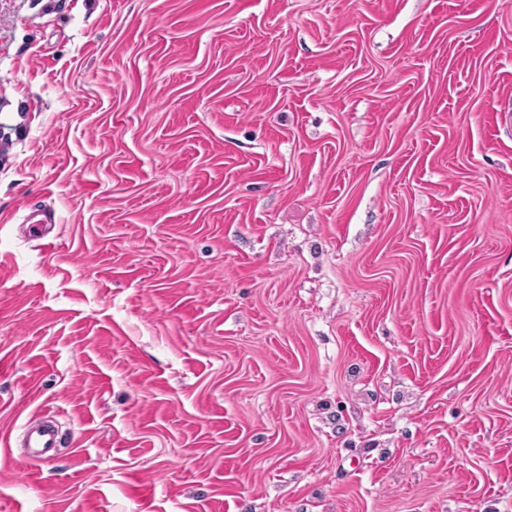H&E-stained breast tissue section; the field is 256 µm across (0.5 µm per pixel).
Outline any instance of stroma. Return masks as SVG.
Listing matches in <instances>:
<instances>
[{"label": "stroma", "instance_id": "35a3bbf8", "mask_svg": "<svg viewBox=\"0 0 512 512\" xmlns=\"http://www.w3.org/2000/svg\"><path fill=\"white\" fill-rule=\"evenodd\" d=\"M511 100L512 0H0V512H512ZM25 448L27 458L32 463L40 462L50 456L54 448H57V434L55 429L45 424L38 428L30 429L26 435Z\"/></svg>", "mask_w": 512, "mask_h": 512}]
</instances>
